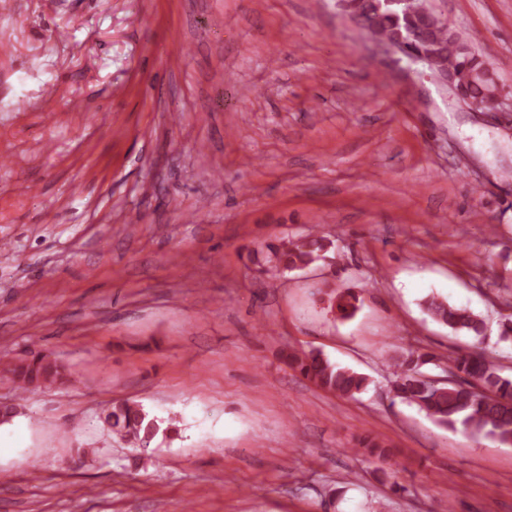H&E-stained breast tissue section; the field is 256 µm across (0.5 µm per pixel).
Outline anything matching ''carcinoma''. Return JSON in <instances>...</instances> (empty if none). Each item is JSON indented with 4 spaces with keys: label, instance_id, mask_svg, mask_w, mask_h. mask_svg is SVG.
<instances>
[{
    "label": "carcinoma",
    "instance_id": "obj_1",
    "mask_svg": "<svg viewBox=\"0 0 512 512\" xmlns=\"http://www.w3.org/2000/svg\"><path fill=\"white\" fill-rule=\"evenodd\" d=\"M350 17L362 28L386 41H405L414 49L433 54L436 64L453 77L456 94L477 102L490 112L499 107L498 87L490 70L467 42L433 13L424 0H352L347 5ZM333 242L313 234L288 239L268 250L275 267L287 271L302 269L327 259ZM358 297L345 292L336 297V309L347 318L357 309ZM426 312L453 331L479 337L483 319L466 308L431 297L424 303ZM288 366L299 371L319 388L340 397H352L367 386V378L343 367L320 351H292ZM427 355L409 350L393 363V388L396 396L424 411L436 424L456 428L461 425L475 437H488L501 445L512 446V376L481 352L459 354L451 367L458 377L454 384L435 385L421 368ZM22 396L35 386H51L59 377V367L46 353L7 370ZM104 422L120 440L146 448L159 434L175 430L173 423L151 415L135 402H118L103 410Z\"/></svg>",
    "mask_w": 512,
    "mask_h": 512
}]
</instances>
